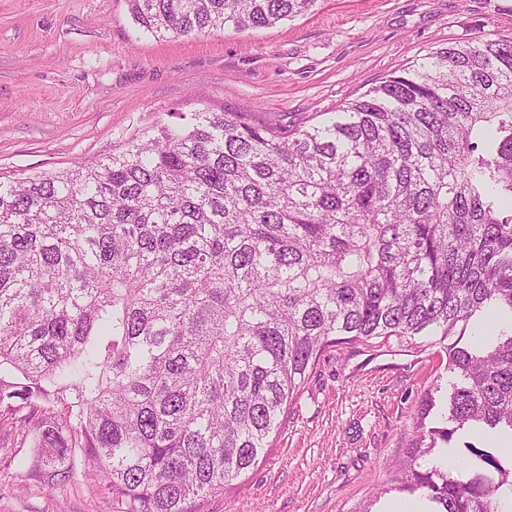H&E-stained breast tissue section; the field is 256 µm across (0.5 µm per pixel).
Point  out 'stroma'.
<instances>
[{
	"mask_svg": "<svg viewBox=\"0 0 512 512\" xmlns=\"http://www.w3.org/2000/svg\"><path fill=\"white\" fill-rule=\"evenodd\" d=\"M512 33V0H318L276 26L158 39L126 0H0V173L92 165L141 129L200 108L262 123L319 119L430 48ZM455 376L442 345L328 349L249 470L198 512H387L409 500L400 465L442 413ZM34 460L15 477L13 455ZM0 420V512H102L82 454L55 486Z\"/></svg>",
	"mask_w": 512,
	"mask_h": 512,
	"instance_id": "1",
	"label": "stroma"
}]
</instances>
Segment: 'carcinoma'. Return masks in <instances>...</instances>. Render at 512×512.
Here are the masks:
<instances>
[{
  "label": "carcinoma",
  "instance_id": "1",
  "mask_svg": "<svg viewBox=\"0 0 512 512\" xmlns=\"http://www.w3.org/2000/svg\"><path fill=\"white\" fill-rule=\"evenodd\" d=\"M318 0H127L179 38ZM453 428L512 435V36L438 47L313 123L155 124L93 166L0 176V418L108 512H196L255 465L323 353L444 343ZM409 461L439 512H504L512 469Z\"/></svg>",
  "mask_w": 512,
  "mask_h": 512
}]
</instances>
